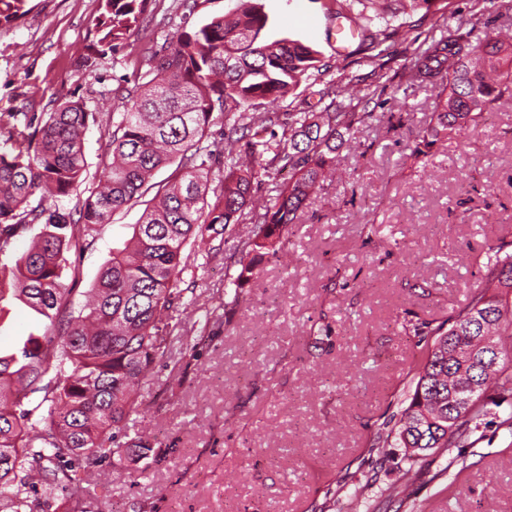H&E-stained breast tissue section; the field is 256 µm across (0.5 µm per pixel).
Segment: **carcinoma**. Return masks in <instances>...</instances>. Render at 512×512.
I'll return each mask as SVG.
<instances>
[{
    "label": "carcinoma",
    "instance_id": "1",
    "mask_svg": "<svg viewBox=\"0 0 512 512\" xmlns=\"http://www.w3.org/2000/svg\"><path fill=\"white\" fill-rule=\"evenodd\" d=\"M29 0H0V23L25 13ZM147 0H101L93 54L114 50L139 28ZM362 40L379 48L405 31L386 0H348ZM384 28L374 31L375 21ZM269 16L259 0H237L192 32L178 34L169 52H147L153 77L115 94L126 111L107 124L112 161L97 190L77 199L74 222L56 203L87 178L85 134L98 123L81 101L65 100L52 112L0 113V313L19 301L41 318L12 349L0 353V512H93L106 496L95 479L105 463L149 449L131 437L127 418L139 408V389L168 357L172 312L187 289L186 247H210L222 230L241 223L247 206L257 210L238 241L241 287L254 261L276 255L297 212L351 141L369 100L358 76L346 94L324 92L299 112L241 114L225 134L224 147L208 142L220 116L215 103L248 109L292 94L318 68L317 51L299 40L268 41ZM406 82L436 87L431 117L416 146L430 157L443 137L477 130L497 100L512 95V42L490 36L472 44L457 32L430 36L413 51ZM287 135L267 137L273 125ZM290 171L274 198L258 205L253 191L273 166ZM169 170L161 181L157 171ZM154 192L152 199L144 197ZM214 195L209 200L208 195ZM145 205L124 248L112 252L83 301L71 300L76 279L71 255L91 247L102 225L127 206ZM221 228H216V225ZM30 240L15 252V243ZM505 244L486 252L485 273L468 305L451 320L404 318L401 331L417 336L425 351L415 368L408 405L371 447L400 446L409 457L470 448L484 420L493 417L512 435V412L501 416L492 400L452 424L448 376L458 372L454 353L489 336L498 348L495 368L471 365L470 378L484 390L512 396V254Z\"/></svg>",
    "mask_w": 512,
    "mask_h": 512
}]
</instances>
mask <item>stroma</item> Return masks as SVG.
<instances>
[{"label":"stroma","mask_w":512,"mask_h":512,"mask_svg":"<svg viewBox=\"0 0 512 512\" xmlns=\"http://www.w3.org/2000/svg\"><path fill=\"white\" fill-rule=\"evenodd\" d=\"M236 0H147L143 23L116 52L89 53L99 0H29L0 24V113L51 111L65 100L108 116L125 105L112 91L144 80L141 50L165 53L181 31L229 12ZM267 39H298L320 69L274 111L296 112L319 92L342 89L341 71L375 95L354 143L336 154L325 181L289 225V261L266 255L235 289L243 225L224 249L191 256L196 283L173 312L167 365L140 389L129 433L148 440L125 474L99 469L110 493L94 512H512V436L483 426L473 448L412 459L369 442L403 407L422 355L400 317H453L484 272L489 245L512 241V97L494 104L471 139L444 138L429 161L414 154L431 116V88H406L408 43L382 60L366 46L337 54L329 33L339 0H262ZM438 13L410 14L412 35L463 27L471 42L512 39V11L496 0H440ZM89 177L72 211L111 159L104 127L91 126ZM142 206L114 213L76 258L77 291L90 288L123 247ZM194 342L185 351L184 342ZM466 460L465 469L452 465ZM416 483L400 508L387 496L405 470Z\"/></svg>","instance_id":"35a3bbf8"}]
</instances>
